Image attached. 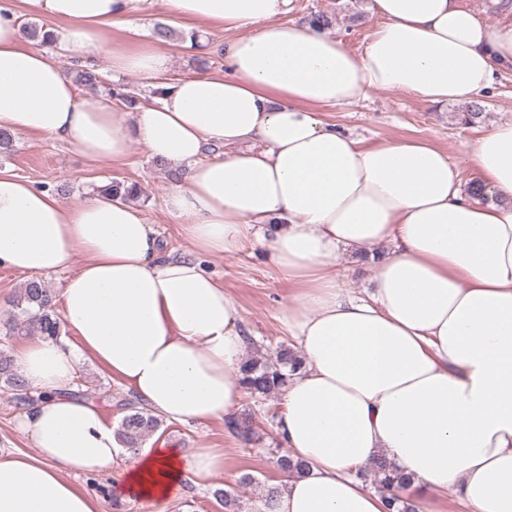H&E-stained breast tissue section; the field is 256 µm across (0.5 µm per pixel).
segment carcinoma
I'll return each instance as SVG.
<instances>
[{
  "label": "carcinoma",
  "instance_id": "cac0c4a2",
  "mask_svg": "<svg viewBox=\"0 0 512 512\" xmlns=\"http://www.w3.org/2000/svg\"><path fill=\"white\" fill-rule=\"evenodd\" d=\"M75 82L97 89L104 82L92 69L76 68L73 70ZM103 192L112 198L123 201L138 198L137 188L122 180H111L104 184ZM53 291L46 282L33 277L24 284L14 300L16 313L10 330L21 331L26 336H38L43 339L57 340L62 335L64 323L54 309ZM303 359L288 348H280L272 353L255 352L242 364L243 382L246 393L254 399L266 398L282 390L288 378L301 368ZM0 383L3 389L17 392L19 399H26L27 385L16 371L12 359L0 353ZM161 421L137 406L127 407V412L120 420L116 433L124 451L137 455L147 439L160 427ZM228 431L241 442L249 444L254 441L256 432L249 416H234L226 420ZM276 464L283 472L300 474L305 472L303 461L288 453L277 456ZM377 489L382 493L385 512H412L410 505L390 494L394 487H403L410 483V478L395 465L384 458L370 464Z\"/></svg>",
  "mask_w": 512,
  "mask_h": 512
}]
</instances>
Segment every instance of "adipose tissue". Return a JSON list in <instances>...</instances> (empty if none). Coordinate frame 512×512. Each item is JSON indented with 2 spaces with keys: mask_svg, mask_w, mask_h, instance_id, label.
I'll list each match as a JSON object with an SVG mask.
<instances>
[{
  "mask_svg": "<svg viewBox=\"0 0 512 512\" xmlns=\"http://www.w3.org/2000/svg\"><path fill=\"white\" fill-rule=\"evenodd\" d=\"M156 2L0 0V130L99 164L143 143L183 172L163 203L191 244L173 254L130 203L95 193L68 207L0 169V267L67 273L60 312L75 336L16 353L35 391L18 427L37 453L0 451V512H99L64 477L110 470L122 451L115 425L75 391L83 361L166 421L235 415L246 341L202 259L255 244L291 287L281 321L304 359L277 430L308 470L276 480L274 512H384L354 477L379 457L413 487L453 488L469 512H512V121L454 160L421 138L365 144L321 114L371 90L472 100L512 68V25L458 0H371L379 23L356 53L287 20L292 0H167L183 45L196 42L195 21L236 31L222 48L228 73L163 85L132 113L105 93L83 100L62 62L100 59L151 80L169 71L168 51L106 37ZM22 6L54 20L52 54L26 45ZM219 145L224 154L205 158ZM466 165L481 196L463 190ZM347 249L368 255L369 297L343 288ZM223 472V451L162 438L119 484L158 506Z\"/></svg>",
  "mask_w": 512,
  "mask_h": 512,
  "instance_id": "obj_1",
  "label": "adipose tissue"
}]
</instances>
